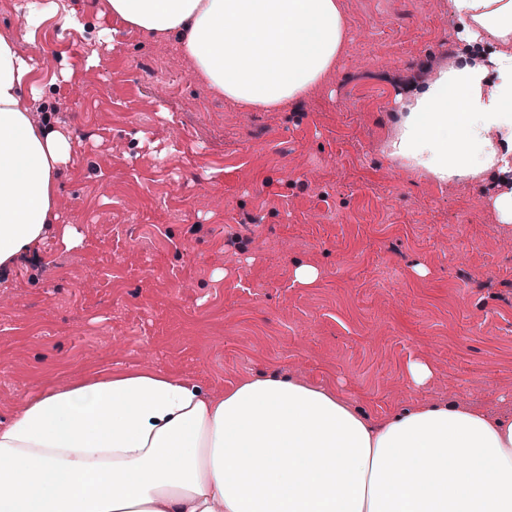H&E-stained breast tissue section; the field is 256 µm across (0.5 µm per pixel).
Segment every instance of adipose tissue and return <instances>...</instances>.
Listing matches in <instances>:
<instances>
[{
  "label": "adipose tissue",
  "instance_id": "1",
  "mask_svg": "<svg viewBox=\"0 0 512 512\" xmlns=\"http://www.w3.org/2000/svg\"><path fill=\"white\" fill-rule=\"evenodd\" d=\"M458 65L400 105L389 155L438 180L483 179L512 223V0H449ZM175 40L239 108L294 102L345 41L337 0H104ZM501 50L475 55L483 34ZM33 71L0 33V267L57 231L68 137L32 120ZM0 512H512V418L452 397L375 424L336 391L248 378L223 395L146 370L39 394L0 424Z\"/></svg>",
  "mask_w": 512,
  "mask_h": 512
}]
</instances>
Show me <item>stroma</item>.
Returning a JSON list of instances; mask_svg holds the SVG:
<instances>
[{
	"instance_id": "35a3bbf8",
	"label": "stroma",
	"mask_w": 512,
	"mask_h": 512,
	"mask_svg": "<svg viewBox=\"0 0 512 512\" xmlns=\"http://www.w3.org/2000/svg\"><path fill=\"white\" fill-rule=\"evenodd\" d=\"M0 0V32L24 33L37 62L22 98L53 86L74 145L58 180L50 285L12 265L0 285V423L34 395L141 368L220 393L274 376L338 390L374 421L455 395L512 416V225L485 185L441 182L387 154L394 88L351 86L361 47L287 110L243 112L206 92L175 42L103 12L102 0ZM374 69L447 60L463 27L448 0H338ZM72 10L86 30L65 29ZM158 57L180 85L159 99L130 76ZM434 221L419 224L417 210ZM141 217L132 237L113 224ZM320 277L295 282L297 266ZM434 370L427 387L406 366Z\"/></svg>"
}]
</instances>
